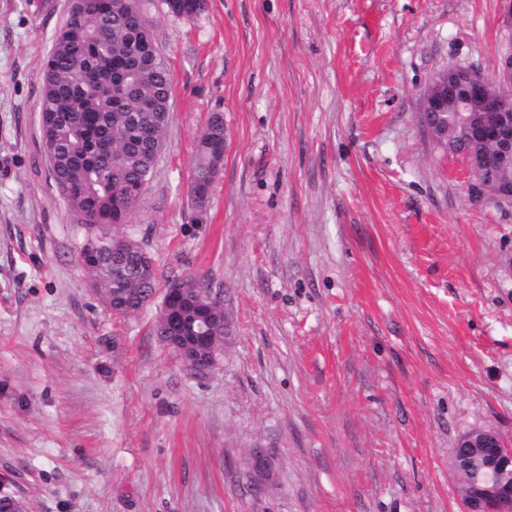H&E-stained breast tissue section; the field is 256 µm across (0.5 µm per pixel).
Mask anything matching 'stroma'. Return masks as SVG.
<instances>
[{
  "instance_id": "35a3bbf8",
  "label": "stroma",
  "mask_w": 512,
  "mask_h": 512,
  "mask_svg": "<svg viewBox=\"0 0 512 512\" xmlns=\"http://www.w3.org/2000/svg\"><path fill=\"white\" fill-rule=\"evenodd\" d=\"M71 0H0V496L29 512H461L450 459L512 444V202L426 134L429 77L491 76L501 0H209L147 11L173 98L115 231L234 322L194 377L77 262L86 226L46 154L39 74ZM224 169L188 164L210 113ZM261 449L271 480L248 478ZM224 143L217 146H211L212 141L222 140ZM197 141L194 153L191 158V163L195 165L200 176L205 177L207 168L210 165V149L212 150L213 164L209 174L208 180H203L196 173L194 168L190 165L188 175V192L194 206L202 211L205 207L209 196L210 190L221 173L224 165V150L226 148V135L224 136V117L223 113L213 112L210 114L206 126Z\"/></svg>"
}]
</instances>
